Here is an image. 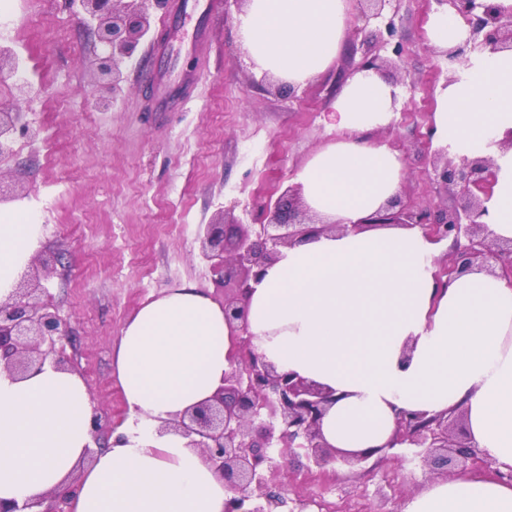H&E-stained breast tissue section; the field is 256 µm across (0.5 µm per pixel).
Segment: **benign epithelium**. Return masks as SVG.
Masks as SVG:
<instances>
[{
  "mask_svg": "<svg viewBox=\"0 0 512 512\" xmlns=\"http://www.w3.org/2000/svg\"><path fill=\"white\" fill-rule=\"evenodd\" d=\"M148 0H74V6L95 22L94 34L102 46L97 70L103 87L115 91L122 81L120 64L135 53L149 33ZM457 12L471 24V41L482 49L512 50V15L491 0H454ZM448 61L465 70L471 58L461 46L446 51ZM18 113L0 111V159L13 154ZM434 180L445 190H458L464 205L433 211L412 209L395 198L382 210L356 224L295 222L299 198L287 190L275 202L266 224L210 223L203 229V245L220 248L224 284L233 294L224 297V321L237 337L229 356L230 370L224 383L208 400L161 426L159 433L173 432L190 439L205 460L224 477L231 496L225 512H280L288 498L272 490L275 466L271 453L303 455L317 468L341 461L365 462L385 457V449L344 453L330 447L321 433V422L334 392L292 371L278 369L257 352L249 331V304L281 249L305 244L328 233L362 231L378 224L418 226L434 241H451L454 262L440 268L438 283L448 285L454 275L488 257L494 258L504 276L512 277V239L488 241L484 200L474 191L487 192L490 163L482 158L448 159V150L435 151ZM61 320L47 288L36 274L19 282L8 299L0 301V369L18 379L40 369L50 360L65 368L57 350ZM459 414L428 416L404 412L388 447L408 445L426 465L448 469L471 458L468 442L452 439L451 425Z\"/></svg>",
  "mask_w": 512,
  "mask_h": 512,
  "instance_id": "obj_1",
  "label": "benign epithelium"
}]
</instances>
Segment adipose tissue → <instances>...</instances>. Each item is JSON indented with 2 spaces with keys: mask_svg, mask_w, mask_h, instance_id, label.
Wrapping results in <instances>:
<instances>
[{
  "mask_svg": "<svg viewBox=\"0 0 512 512\" xmlns=\"http://www.w3.org/2000/svg\"><path fill=\"white\" fill-rule=\"evenodd\" d=\"M349 0H248L239 38L257 70L295 84L323 74L345 37ZM431 45H462L450 11L426 25ZM400 91L372 70L350 76L332 105L336 141L295 175L308 209L354 224L401 191L404 160L367 132L388 125ZM434 136L454 157L491 163L484 217L512 239V51H482L441 90ZM40 225L0 206V300L39 246ZM438 243L421 228L327 234L282 251L249 306L252 343L266 360L336 393L322 420L332 447L389 443L399 412L463 410L471 441L497 477L430 483L401 512H512V281L472 270L438 287ZM224 308L194 288L145 303L123 331L119 385L131 416L92 452L85 382L45 363L17 380L0 370V502L49 504L75 486L71 512H224V480L198 449L157 429L209 399L230 368Z\"/></svg>",
  "mask_w": 512,
  "mask_h": 512,
  "instance_id": "adipose-tissue-1",
  "label": "adipose tissue"
}]
</instances>
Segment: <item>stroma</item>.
Listing matches in <instances>:
<instances>
[{
  "label": "stroma",
  "instance_id": "35a3bbf8",
  "mask_svg": "<svg viewBox=\"0 0 512 512\" xmlns=\"http://www.w3.org/2000/svg\"><path fill=\"white\" fill-rule=\"evenodd\" d=\"M440 0H351L344 41L333 64L293 96L257 73L236 34L242 0H223L205 25L211 42L197 56L167 53L175 23L151 8V30L122 64L111 111L89 104L101 47L90 21L65 0H12L0 14V44L10 47L25 89L0 80V108L19 107L36 138L16 135L0 175L16 186L14 208L42 226L37 250L51 273L44 284L62 320L57 344L85 381L100 419V447L128 418L115 372L126 322L147 301L191 287L223 301L213 260L202 254L199 225L263 224L311 155L336 140L330 111L354 66L383 61L380 72L402 91L395 120L375 130L405 161L402 200L422 208L460 204L437 185L432 119L452 75L432 47L426 24ZM186 72L191 99L156 111L147 71ZM393 460L336 463L308 470L305 457H276L275 486L294 512H401L433 476L412 449Z\"/></svg>",
  "mask_w": 512,
  "mask_h": 512
}]
</instances>
